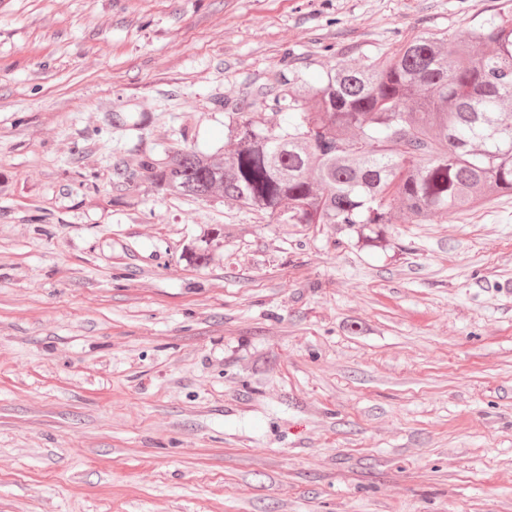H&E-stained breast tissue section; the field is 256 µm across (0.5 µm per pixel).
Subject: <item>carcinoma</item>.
<instances>
[{
  "instance_id": "1",
  "label": "carcinoma",
  "mask_w": 512,
  "mask_h": 512,
  "mask_svg": "<svg viewBox=\"0 0 512 512\" xmlns=\"http://www.w3.org/2000/svg\"><path fill=\"white\" fill-rule=\"evenodd\" d=\"M231 111L230 150L148 157L129 181L277 224H428L512 195V14L413 36L312 82L297 66ZM286 115L272 122L265 112Z\"/></svg>"
}]
</instances>
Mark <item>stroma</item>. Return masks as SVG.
Returning <instances> with one entry per match:
<instances>
[{"mask_svg": "<svg viewBox=\"0 0 512 512\" xmlns=\"http://www.w3.org/2000/svg\"><path fill=\"white\" fill-rule=\"evenodd\" d=\"M512 0H0V512H512V197L337 232L126 182L224 103Z\"/></svg>", "mask_w": 512, "mask_h": 512, "instance_id": "35a3bbf8", "label": "stroma"}]
</instances>
